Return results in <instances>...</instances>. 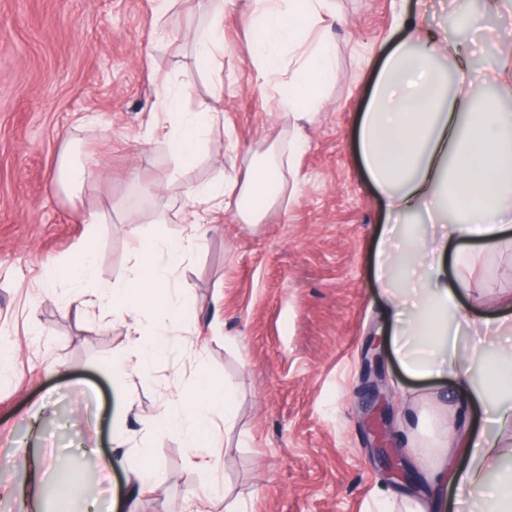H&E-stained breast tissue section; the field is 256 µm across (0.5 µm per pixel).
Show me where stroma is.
<instances>
[{"label": "stroma", "mask_w": 512, "mask_h": 512, "mask_svg": "<svg viewBox=\"0 0 512 512\" xmlns=\"http://www.w3.org/2000/svg\"><path fill=\"white\" fill-rule=\"evenodd\" d=\"M249 0L224 11L221 64L200 59L193 32L208 23L205 0H0V512H81L48 473L64 457L83 480L84 499L114 487L135 512H191L203 497L227 496L241 512H364L379 484L403 492L420 467L404 459L389 478L373 452L359 389L368 338L394 395L382 416L391 442L430 445L443 424L481 426L483 415L456 400L422 403L404 429L400 388L427 383L404 375L390 349L393 323L373 282L385 206L361 166L356 128L399 19L417 28H452L482 0H338L329 24L336 79L312 121L292 122L261 93L249 65ZM171 39L155 42L156 26ZM512 17L455 29L471 90L492 89L512 112V91L489 60ZM190 76L189 103L224 113L210 142L175 167L153 128L166 121L159 92ZM300 135L304 150L287 206L261 223L223 219L186 196L218 175L244 177L272 146ZM86 152L105 180L77 197L52 188L66 152ZM195 212L204 239L178 278L186 320L153 315L149 332L167 347L150 377L121 368L128 328L99 308L78 309L61 268L89 248L96 285L124 287L133 231L184 236ZM99 223H86L88 213ZM494 298L512 292V240L488 247L471 282ZM233 389L226 448L188 458L181 435L143 425L169 396L171 377L197 373ZM150 451L159 488L128 483Z\"/></svg>", "instance_id": "35a3bbf8"}]
</instances>
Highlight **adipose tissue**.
<instances>
[{"instance_id":"1","label":"adipose tissue","mask_w":512,"mask_h":512,"mask_svg":"<svg viewBox=\"0 0 512 512\" xmlns=\"http://www.w3.org/2000/svg\"><path fill=\"white\" fill-rule=\"evenodd\" d=\"M334 0H251L250 63L261 89L279 112L300 117L319 112L336 76V51L319 32ZM386 54L358 128L363 167L389 212L414 215V223L384 225L387 243L376 256L374 285L390 307L407 305V318L391 338L403 372L436 379L428 396L441 402L451 387L462 406L491 412L493 432L445 426L423 467L421 489L405 495L378 490L374 512H443L447 494L480 499V512H512V293L499 297L496 321L466 313L470 281L483 262L482 246L506 239L512 214V113L482 104L468 90L466 72L448 75L440 59L447 36L420 34L409 22ZM185 87L164 88L160 108L170 117L162 137L175 166L192 161L219 119L183 105ZM298 141L278 158L252 165L244 181L218 179L191 187L192 200L214 214L235 211L245 224L260 223L285 197L297 175ZM196 231L179 240L139 241L125 287L107 294V308L138 335L135 365L149 370L166 343L139 332L142 314L182 323L176 274L198 248ZM226 382L199 376L193 389L148 420L159 433L183 435L187 448L219 447L212 415L227 408Z\"/></svg>"}]
</instances>
